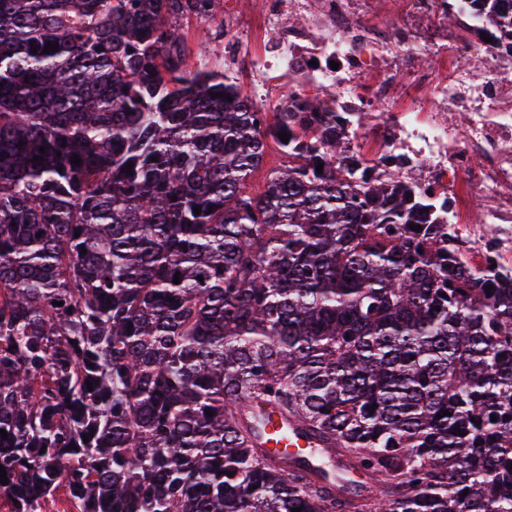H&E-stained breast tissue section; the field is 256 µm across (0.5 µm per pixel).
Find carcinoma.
Segmentation results:
<instances>
[{
  "label": "carcinoma",
  "mask_w": 512,
  "mask_h": 512,
  "mask_svg": "<svg viewBox=\"0 0 512 512\" xmlns=\"http://www.w3.org/2000/svg\"><path fill=\"white\" fill-rule=\"evenodd\" d=\"M216 5L0 0V499L512 512V268L469 269L435 201L336 168L326 99L259 112L187 71L177 23ZM470 15L512 31V0L448 9ZM282 161L283 158L277 148V144L272 139H268L265 166L251 176L248 182L249 189L253 192H260L264 187L268 170L276 167Z\"/></svg>",
  "instance_id": "1"
}]
</instances>
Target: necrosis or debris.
Instances as JSON below:
<instances>
[{"instance_id": "1", "label": "necrosis or debris", "mask_w": 512, "mask_h": 512, "mask_svg": "<svg viewBox=\"0 0 512 512\" xmlns=\"http://www.w3.org/2000/svg\"><path fill=\"white\" fill-rule=\"evenodd\" d=\"M261 31L277 42L254 58L258 76L304 81L326 98L356 147L349 163H363L394 181L415 179L447 196L452 212L476 208L479 224H450L465 247L464 259L480 269L492 255L512 267V104L499 95L496 66L482 52L457 65L437 41L401 43L376 34L364 37L349 0H262ZM421 52L433 68L416 69L400 83L376 73L393 54ZM466 112L465 128L449 126L448 110ZM360 112L378 116L356 125Z\"/></svg>"}]
</instances>
